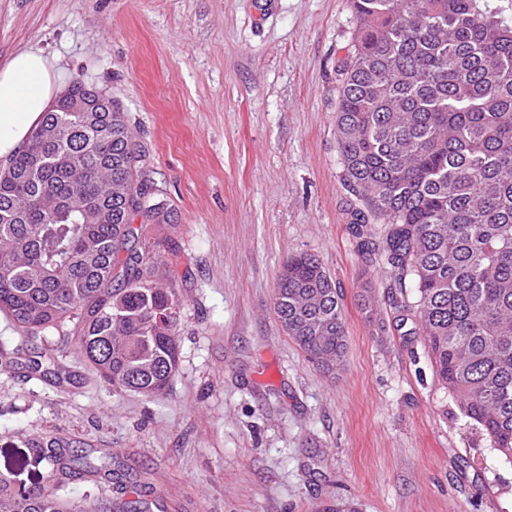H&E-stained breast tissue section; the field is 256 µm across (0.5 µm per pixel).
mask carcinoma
<instances>
[{
  "label": "carcinoma",
  "instance_id": "carcinoma-1",
  "mask_svg": "<svg viewBox=\"0 0 512 512\" xmlns=\"http://www.w3.org/2000/svg\"><path fill=\"white\" fill-rule=\"evenodd\" d=\"M353 12L336 111L344 182L361 203L352 232L388 225L378 251L414 281L407 311L440 385L512 463V20L498 0H353ZM102 98L74 83L0 175V312L26 335L18 355L32 370L69 379L56 333L100 378L153 398L179 367L181 302L158 258L133 247L132 220L170 214L146 204L124 114ZM274 305L311 362L344 365L339 293L317 259H288ZM34 448L54 481L128 488L110 460ZM0 512L86 510L0 482Z\"/></svg>",
  "mask_w": 512,
  "mask_h": 512
}]
</instances>
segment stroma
<instances>
[{"label":"stroma","mask_w":512,"mask_h":512,"mask_svg":"<svg viewBox=\"0 0 512 512\" xmlns=\"http://www.w3.org/2000/svg\"><path fill=\"white\" fill-rule=\"evenodd\" d=\"M351 0H0V62L43 50L125 112L151 202L137 247L182 302L180 366L162 395L0 364V478L39 488L32 445L111 455L142 512H512L493 450L401 325L415 300L354 236L336 141ZM335 282L343 367L312 364L274 311L289 257Z\"/></svg>","instance_id":"obj_1"}]
</instances>
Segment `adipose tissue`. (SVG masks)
Returning <instances> with one entry per match:
<instances>
[{"instance_id":"obj_1","label":"adipose tissue","mask_w":512,"mask_h":512,"mask_svg":"<svg viewBox=\"0 0 512 512\" xmlns=\"http://www.w3.org/2000/svg\"><path fill=\"white\" fill-rule=\"evenodd\" d=\"M60 77L41 51L24 48L0 65V161L29 143L60 91Z\"/></svg>"}]
</instances>
